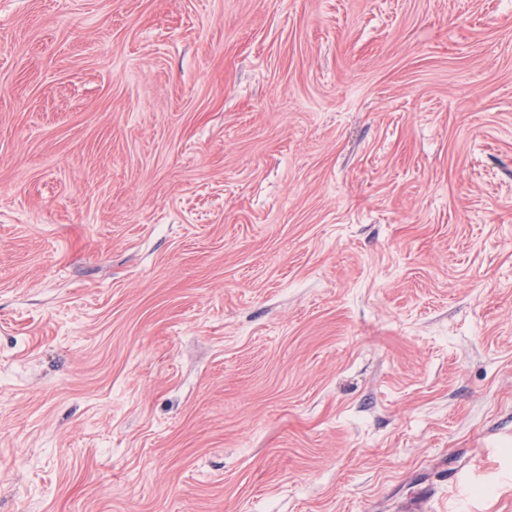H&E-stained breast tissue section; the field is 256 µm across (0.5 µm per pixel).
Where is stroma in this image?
<instances>
[{
	"mask_svg": "<svg viewBox=\"0 0 512 512\" xmlns=\"http://www.w3.org/2000/svg\"><path fill=\"white\" fill-rule=\"evenodd\" d=\"M0 512H512V0H0Z\"/></svg>",
	"mask_w": 512,
	"mask_h": 512,
	"instance_id": "1",
	"label": "stroma"
}]
</instances>
